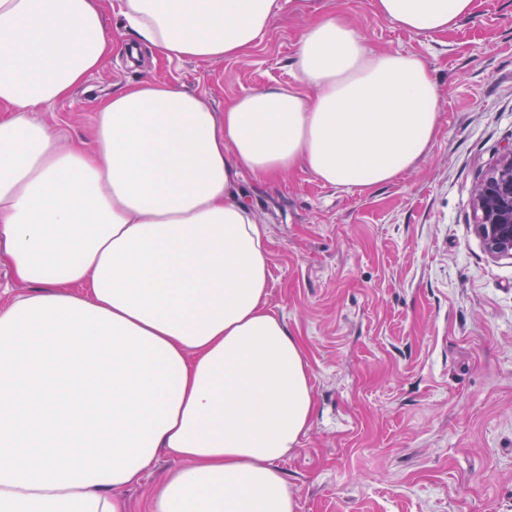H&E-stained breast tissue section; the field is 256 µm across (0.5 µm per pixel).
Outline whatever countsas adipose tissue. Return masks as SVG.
Listing matches in <instances>:
<instances>
[{
  "label": "adipose tissue",
  "mask_w": 512,
  "mask_h": 512,
  "mask_svg": "<svg viewBox=\"0 0 512 512\" xmlns=\"http://www.w3.org/2000/svg\"><path fill=\"white\" fill-rule=\"evenodd\" d=\"M280 7L117 0L127 34L168 60L242 55ZM372 9L440 34L476 2ZM112 50L100 0H0V256L30 287L0 305V512H125L120 491L163 453L181 465L151 512H296L278 463L314 413L309 367L267 307L265 230L240 180L395 183L437 143V84L423 57L372 49L329 14L299 39L300 87L218 113L138 82L100 104L92 150L62 145L38 111Z\"/></svg>",
  "instance_id": "1"
}]
</instances>
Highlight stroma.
<instances>
[{
    "label": "stroma",
    "instance_id": "35a3bbf8",
    "mask_svg": "<svg viewBox=\"0 0 512 512\" xmlns=\"http://www.w3.org/2000/svg\"><path fill=\"white\" fill-rule=\"evenodd\" d=\"M372 0H286L264 38L231 59L128 55L106 65L42 119L66 146L95 140L112 91L165 81L215 111L252 90L298 86L305 25L344 16L377 50L411 52L440 90L430 160L391 185L335 188L304 170L241 179L266 230L267 306L299 336L315 413L281 467L296 512H512V259L475 236L473 193L512 147V0H477L451 32L417 35L375 15ZM163 455L121 492L150 512Z\"/></svg>",
    "mask_w": 512,
    "mask_h": 512
}]
</instances>
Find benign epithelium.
<instances>
[{"label": "benign epithelium", "mask_w": 512, "mask_h": 512, "mask_svg": "<svg viewBox=\"0 0 512 512\" xmlns=\"http://www.w3.org/2000/svg\"><path fill=\"white\" fill-rule=\"evenodd\" d=\"M475 233L487 253L512 258V147L474 191Z\"/></svg>", "instance_id": "7a95c632"}]
</instances>
